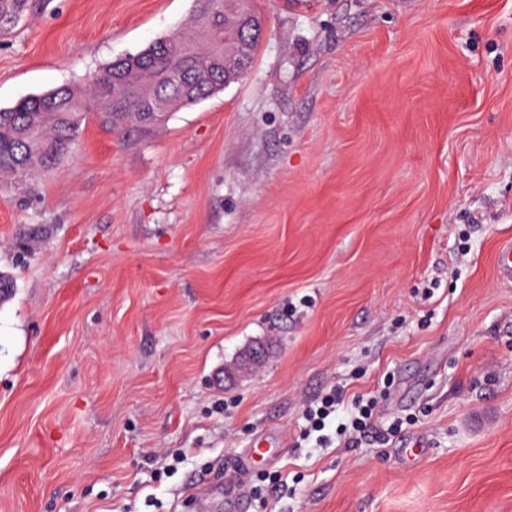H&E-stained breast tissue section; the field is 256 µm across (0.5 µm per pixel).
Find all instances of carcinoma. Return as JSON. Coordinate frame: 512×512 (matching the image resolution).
I'll list each match as a JSON object with an SVG mask.
<instances>
[{
  "label": "carcinoma",
  "instance_id": "cac0c4a2",
  "mask_svg": "<svg viewBox=\"0 0 512 512\" xmlns=\"http://www.w3.org/2000/svg\"><path fill=\"white\" fill-rule=\"evenodd\" d=\"M27 0H0V34L23 16ZM262 22L255 0H194L191 34L161 37L136 54L109 62L88 82V97L102 120L122 133L130 123L145 130L157 125L145 121L152 98L166 102L167 111L197 104L221 90L234 76L224 78V56L249 67L262 43L255 32H244L245 44L224 40L243 15ZM186 82L177 85L171 72ZM87 117L86 101L70 86L28 96L10 108H0V173L22 184L60 164L76 144Z\"/></svg>",
  "mask_w": 512,
  "mask_h": 512
}]
</instances>
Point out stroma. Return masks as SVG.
Masks as SVG:
<instances>
[{"instance_id":"obj_1","label":"stroma","mask_w":512,"mask_h":512,"mask_svg":"<svg viewBox=\"0 0 512 512\" xmlns=\"http://www.w3.org/2000/svg\"><path fill=\"white\" fill-rule=\"evenodd\" d=\"M258 4L243 78L131 136L88 115L56 169L0 176V512H512V0ZM193 9L28 0L0 108ZM341 394L338 389H330L329 393L320 399L312 402L305 410L306 428L308 432L305 436H310L312 431H321L324 429L326 419L332 413L336 412V405L339 404ZM354 403L356 405L357 414H355L351 419L349 427L348 425L345 426V432L351 430L349 431L351 442H355V439H357L354 435L356 436L357 434L361 435L362 433H365L376 408V402L374 400H368L363 404V398L360 399L358 397L355 399Z\"/></svg>"}]
</instances>
